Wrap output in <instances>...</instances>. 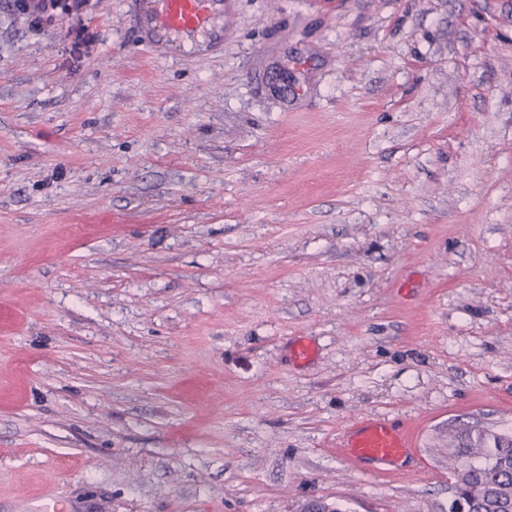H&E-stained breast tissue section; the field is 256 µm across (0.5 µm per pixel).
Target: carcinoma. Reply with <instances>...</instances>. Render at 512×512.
I'll return each instance as SVG.
<instances>
[{
    "label": "carcinoma",
    "mask_w": 512,
    "mask_h": 512,
    "mask_svg": "<svg viewBox=\"0 0 512 512\" xmlns=\"http://www.w3.org/2000/svg\"><path fill=\"white\" fill-rule=\"evenodd\" d=\"M451 457L453 494L473 502L475 512H512V433L490 443L485 430L463 427Z\"/></svg>",
    "instance_id": "carcinoma-1"
}]
</instances>
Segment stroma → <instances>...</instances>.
<instances>
[{
	"mask_svg": "<svg viewBox=\"0 0 512 512\" xmlns=\"http://www.w3.org/2000/svg\"><path fill=\"white\" fill-rule=\"evenodd\" d=\"M34 2L0 0V512H448L453 431H512V0H224L206 53ZM376 417L404 464L339 448Z\"/></svg>",
	"mask_w": 512,
	"mask_h": 512,
	"instance_id": "stroma-1",
	"label": "stroma"
}]
</instances>
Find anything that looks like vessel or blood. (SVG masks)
<instances>
[{
	"instance_id": "vessel-or-blood-1",
	"label": "vessel or blood",
	"mask_w": 512,
	"mask_h": 512,
	"mask_svg": "<svg viewBox=\"0 0 512 512\" xmlns=\"http://www.w3.org/2000/svg\"><path fill=\"white\" fill-rule=\"evenodd\" d=\"M132 13L138 33L156 46L200 32L215 41L224 37V0H134ZM342 445L353 460L389 465L408 456L412 440L379 418L351 425Z\"/></svg>"
}]
</instances>
